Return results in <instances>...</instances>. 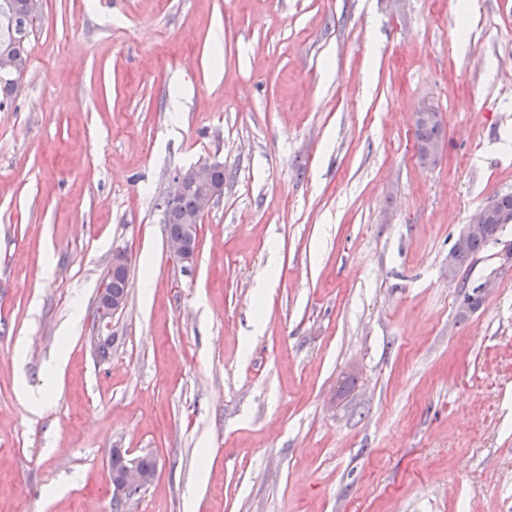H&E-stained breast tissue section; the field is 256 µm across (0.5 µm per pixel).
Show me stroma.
I'll list each match as a JSON object with an SVG mask.
<instances>
[{"label": "stroma", "instance_id": "stroma-1", "mask_svg": "<svg viewBox=\"0 0 512 512\" xmlns=\"http://www.w3.org/2000/svg\"><path fill=\"white\" fill-rule=\"evenodd\" d=\"M467 3L42 0L0 111V512H112L116 448L158 460L122 512H512V265L448 277L512 193V0ZM204 161L186 266L156 204ZM415 135L421 140L430 141L422 142L414 137V153L417 163L425 169L434 168L441 161L447 149L444 140V126L441 124L418 125ZM494 219H497L495 201L493 199H489L484 205L477 209L470 223L465 224L455 242L456 248H464L467 245L464 249L455 254L457 271L472 260L475 255L484 249L490 242H492L491 238H476H485L490 236V225ZM130 267L129 256L125 251H117L112 255L106 277L100 283L98 288V296H102L103 301L96 311V325L99 332L97 341V349L102 355H106L110 346V336L103 338V332L109 331L112 325V319L122 313L128 306L129 293L112 294V285L110 280L112 275L120 273H128Z\"/></svg>", "mask_w": 512, "mask_h": 512}]
</instances>
